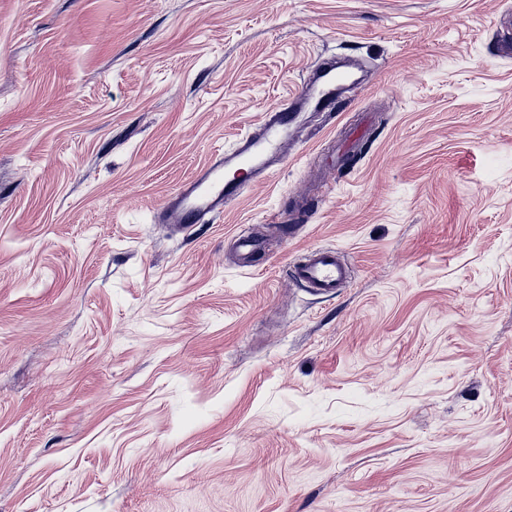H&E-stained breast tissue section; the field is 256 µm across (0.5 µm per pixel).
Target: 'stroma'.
Instances as JSON below:
<instances>
[{
    "instance_id": "stroma-1",
    "label": "stroma",
    "mask_w": 512,
    "mask_h": 512,
    "mask_svg": "<svg viewBox=\"0 0 512 512\" xmlns=\"http://www.w3.org/2000/svg\"><path fill=\"white\" fill-rule=\"evenodd\" d=\"M508 35L512 0H0V512H512ZM332 56L361 89L267 184L154 222ZM317 247L335 296L285 273Z\"/></svg>"
}]
</instances>
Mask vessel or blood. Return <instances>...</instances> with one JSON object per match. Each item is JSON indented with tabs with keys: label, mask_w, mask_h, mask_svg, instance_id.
<instances>
[{
	"label": "vessel or blood",
	"mask_w": 512,
	"mask_h": 512,
	"mask_svg": "<svg viewBox=\"0 0 512 512\" xmlns=\"http://www.w3.org/2000/svg\"><path fill=\"white\" fill-rule=\"evenodd\" d=\"M356 85L347 62L323 61L309 71L306 93L264 113L250 132L239 138L234 150L213 153L189 180L171 191L156 215V223L174 224L185 232L197 224L213 223L228 205L267 182L270 170L282 159V149L301 112L338 111ZM289 275L296 283L326 296L347 287L350 279L349 267L338 252L322 247L309 250L303 261L291 265Z\"/></svg>",
	"instance_id": "obj_1"
}]
</instances>
